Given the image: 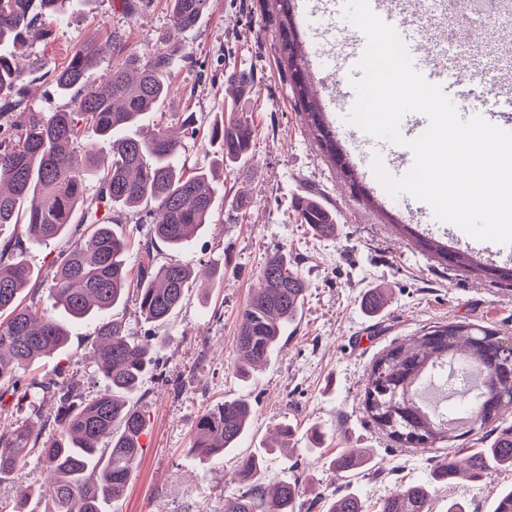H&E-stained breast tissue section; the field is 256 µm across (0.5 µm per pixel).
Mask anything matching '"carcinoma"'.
Wrapping results in <instances>:
<instances>
[{"instance_id": "carcinoma-1", "label": "carcinoma", "mask_w": 512, "mask_h": 512, "mask_svg": "<svg viewBox=\"0 0 512 512\" xmlns=\"http://www.w3.org/2000/svg\"><path fill=\"white\" fill-rule=\"evenodd\" d=\"M67 2L0 0V45L42 39L46 32L37 24L39 17L61 18ZM170 2V32L178 35L197 25L209 0ZM277 2L284 63L291 74H304L303 82L293 84L292 91L332 163L350 173L349 157L336 145L323 107L310 93L302 44L288 41V35L295 34V0ZM111 46L112 69L96 87L88 84V74L98 62L92 40L80 43L62 65L47 59L41 63L61 94L76 96L71 110L48 114L17 111L23 68L0 54V116H14L11 124L0 128V227L19 223L22 228L20 235L0 246V314L7 313L6 321H0V411H10L6 397L25 396L34 388L52 393L55 400L53 433L46 437L45 425L36 430L27 419L0 426V483L12 479L30 455L38 454L54 479L53 494L43 512H102L108 501L122 496L140 456L139 437L146 419L129 398L158 363L156 347L132 340L123 321L110 315L130 285L128 242L114 228L122 222L119 213L144 208L146 217H154L144 249H152L159 241L175 251L206 223L215 201L209 171L187 175L176 165L186 141L163 129L145 136L140 132L145 115L159 109L170 95L172 58L158 50L140 55L116 33L111 35ZM90 131L110 140L112 152L111 164L92 196L87 193L85 173L97 167L98 152L93 145L82 144ZM254 136L247 120L230 116L214 124L208 142L218 147L221 161L236 163L249 153ZM80 210L90 224L83 236L59 253L48 274L50 294L62 307L64 318L35 305L21 306L23 290L41 286L39 272L22 256L23 239L65 236ZM299 216L320 235L336 230V217L315 200L300 204ZM408 228L401 226L435 257L460 267H481L472 252L451 250L441 240ZM259 278L260 287L241 313L235 340L238 370L245 376L281 350L284 332L301 312L307 289L288 253L282 251L269 256ZM194 280L193 268L179 261L166 263L154 274L144 272L136 288L142 317L158 324L168 322ZM87 319L97 321L91 353L97 372L107 382L106 390L86 399L59 381L32 379L20 387V371L65 349L70 340L68 325ZM460 354L477 377L498 371L499 332L450 321L383 352L373 363L365 387L364 410L370 421L393 442L403 444L393 428L371 412L373 395L397 426L410 428L416 437L431 444L456 438L447 424L421 412L412 391L423 381L449 383L446 365ZM507 413L512 414V393L487 385L476 396L468 431L494 426L490 447L474 448L464 460L448 449V457L436 464L429 480L399 486L378 503L376 512H431L435 481L462 473L477 478L491 464L512 469V427L503 425ZM251 416L252 406L245 399L205 411L196 427V452L210 457L237 447ZM105 438L109 446L99 447ZM372 461V454L361 448H344L334 465L338 471L352 473ZM301 497L296 482L255 484L225 499L224 512H301ZM321 509L366 512L353 493L339 494Z\"/></svg>"}]
</instances>
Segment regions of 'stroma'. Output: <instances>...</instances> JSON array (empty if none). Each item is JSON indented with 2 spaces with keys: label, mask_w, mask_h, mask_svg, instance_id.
<instances>
[{
  "label": "stroma",
  "mask_w": 512,
  "mask_h": 512,
  "mask_svg": "<svg viewBox=\"0 0 512 512\" xmlns=\"http://www.w3.org/2000/svg\"><path fill=\"white\" fill-rule=\"evenodd\" d=\"M168 0H69L62 19L51 21L48 38L8 47L24 69L42 59L67 61L77 42L94 39L100 49L90 81L101 82L112 63L109 37L119 32L135 51L172 55L171 94L161 110L149 113L146 130L179 129L192 115L207 131L227 110L254 125L246 159L219 172L216 204L208 224L178 251L157 245L145 252L149 225L137 210L127 211L121 230L130 242L131 279L142 270L177 260L194 268L223 269V280L208 291L190 288L172 318L157 325L139 313L128 292L116 314L129 336L155 341L159 371L148 374L133 401L144 412L142 453L123 496L106 512H224L226 498L242 492L237 459L261 454L255 478L297 481L303 502L355 492L374 507L398 484L427 480L437 448L392 442L364 411L365 384L373 361L396 343L448 320L466 321L512 336V282L443 262L419 247L400 227L446 239L464 248L465 235L447 222L429 223L414 208L398 205L374 172L354 191L323 152L280 67L279 6L276 0H210L196 27L170 36ZM295 22L305 43L328 61L341 51L348 22L335 0H295ZM73 106L50 78L27 83L25 111L57 112ZM318 199L336 217V234L317 236L300 223L294 203ZM287 251L305 279L301 314L287 328L281 350L253 376L237 368L235 337L240 315L258 288V273L275 251ZM382 293L385 303L369 310L364 299ZM94 321L72 325L66 353L22 371L21 381L61 378L91 398L105 382L90 359ZM243 398L253 408L247 435L234 451L212 457L194 452L201 414L227 400ZM293 434L288 453L277 452L279 425ZM343 448H369L377 466L356 475L333 467ZM512 487V471L492 469L483 477L462 475L435 486L432 512H448L452 500L467 512H492L496 494ZM48 499L51 482L38 457L28 458L0 501L14 502L20 489Z\"/></svg>",
  "instance_id": "1"
}]
</instances>
